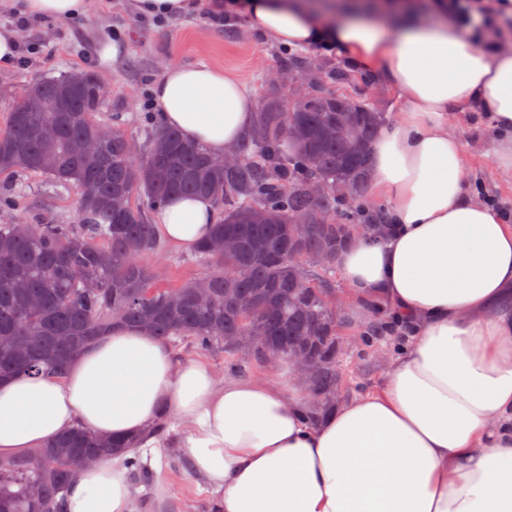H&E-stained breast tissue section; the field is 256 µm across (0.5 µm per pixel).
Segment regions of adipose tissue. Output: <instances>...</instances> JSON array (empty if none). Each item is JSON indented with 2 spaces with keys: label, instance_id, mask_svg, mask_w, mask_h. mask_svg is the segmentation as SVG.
Instances as JSON below:
<instances>
[{
  "label": "adipose tissue",
  "instance_id": "obj_1",
  "mask_svg": "<svg viewBox=\"0 0 512 512\" xmlns=\"http://www.w3.org/2000/svg\"><path fill=\"white\" fill-rule=\"evenodd\" d=\"M34 17L71 18L86 0H0ZM253 27L286 45L338 50L398 91L396 119L372 145L370 187L386 200L385 239L361 238L336 267L352 298L385 301L409 344L379 385L317 422L306 400L265 379L217 382L196 360L139 328L117 327L61 377L0 380V457L31 453L82 426L105 438L147 434L160 415L188 425L181 442L217 512H512V223L469 194L463 114L489 113L494 158L512 177V42L484 44L437 0H397L386 17L332 20L306 0H247ZM163 122L221 156L250 134L256 99L233 73L169 66L153 89ZM211 199L177 197L155 215L159 238L206 240ZM68 512H135L123 458L82 470Z\"/></svg>",
  "mask_w": 512,
  "mask_h": 512
}]
</instances>
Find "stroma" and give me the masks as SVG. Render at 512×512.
I'll use <instances>...</instances> for the list:
<instances>
[{"mask_svg":"<svg viewBox=\"0 0 512 512\" xmlns=\"http://www.w3.org/2000/svg\"><path fill=\"white\" fill-rule=\"evenodd\" d=\"M87 2L85 13L71 19L28 18L0 10V28L21 34L16 59L0 67V126L16 96L35 79L91 68L108 91L102 117L122 114L126 135L142 150L146 139L138 114L168 66L205 62L224 68L238 76L261 105L283 99L284 90L273 75L283 68L287 56L300 61V70L311 88L324 86L364 101L386 120H393L402 105L394 89L353 70L341 54L317 46L288 49L272 44L242 16L218 24L210 22L206 17L209 0H200L193 14L164 21L141 17L120 7L119 0ZM111 44L116 54L107 53ZM460 133L470 172L469 192L493 203L512 220V178L502 175L493 162L494 135L489 118L482 115L463 120ZM20 182L28 214L47 215L64 223L73 220L76 190L55 194L41 177L28 174L21 175ZM341 312L350 345L338 367L341 381L336 397L340 400L370 391L388 369L385 352L407 343V332L400 329L387 333L376 347H363L355 338L373 320L368 307L348 298ZM186 432L179 421H170L168 439L162 444L161 467L154 470L151 485L137 488L138 512H212L215 492L198 481L191 463L183 459L180 443ZM158 482L166 488L161 500L155 496Z\"/></svg>","mask_w":512,"mask_h":512,"instance_id":"1","label":"stroma"}]
</instances>
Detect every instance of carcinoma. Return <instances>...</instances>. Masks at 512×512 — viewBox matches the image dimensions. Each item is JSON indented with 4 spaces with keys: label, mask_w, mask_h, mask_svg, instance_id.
<instances>
[{
    "label": "carcinoma",
    "mask_w": 512,
    "mask_h": 512,
    "mask_svg": "<svg viewBox=\"0 0 512 512\" xmlns=\"http://www.w3.org/2000/svg\"><path fill=\"white\" fill-rule=\"evenodd\" d=\"M92 69L41 77L28 85L0 129V175H39L54 192L78 189L69 224H0V376L61 373L64 365L115 324L144 327L170 344L243 352L229 362L243 373L272 349L303 351L320 368L306 384L310 417L333 401L337 369L335 265L320 261L362 237L384 235L366 208L371 146L381 113L358 100L318 91L277 101L257 113L238 161L216 167L144 112L143 156L132 154L121 118L96 119L102 105ZM57 128L44 138V125ZM321 184L312 197L308 183ZM174 196H210L219 206L211 237L194 249L204 272L162 286L142 262L160 250L145 210ZM370 312L387 328L400 317L381 302ZM253 340L244 345L241 337ZM135 438L102 440L69 431L29 457L0 467V512H66L64 496L79 471L127 454L130 476L146 483Z\"/></svg>",
    "instance_id": "obj_1"
}]
</instances>
